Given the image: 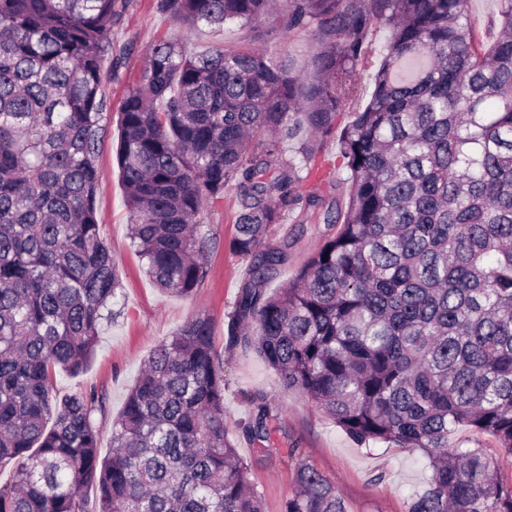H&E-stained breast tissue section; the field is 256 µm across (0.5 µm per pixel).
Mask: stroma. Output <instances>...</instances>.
<instances>
[{"label":"stroma","mask_w":512,"mask_h":512,"mask_svg":"<svg viewBox=\"0 0 512 512\" xmlns=\"http://www.w3.org/2000/svg\"><path fill=\"white\" fill-rule=\"evenodd\" d=\"M155 0H130L119 23L112 27L114 47H130L112 78L105 84L108 101L104 124L107 135L96 157L99 185L96 197L101 231L122 273L123 296L118 314L105 324L93 364L79 376H60V395L86 387L102 390L107 412L100 418V447L110 452L112 419L123 407L129 389L137 380L153 347L188 317L208 316L217 345H224L227 315L246 265L230 249L236 232V192L227 190L223 202L205 207L200 222L217 239L208 254V271L192 297H171L159 291L141 271L139 256L130 246L128 214L113 145L117 139L119 109L128 88L140 76L146 50L164 37L179 36L181 25L156 12ZM327 227L307 225L296 237L288 264L268 288L276 290L292 279L298 269L323 244ZM224 416L229 435L237 439L240 457L252 465L251 478L264 493L265 512H281L283 500L292 489L295 466L285 452L299 445L319 472L334 478L347 512H407L409 495L423 489L430 474L421 451L376 443L362 447L353 442L322 411L305 402L297 393L283 389L275 372L251 349H239L224 357ZM264 394L279 410L281 428L271 441L280 453L266 458L261 443L237 438V424L252 411L251 398ZM382 482H375L376 474Z\"/></svg>","instance_id":"stroma-1"}]
</instances>
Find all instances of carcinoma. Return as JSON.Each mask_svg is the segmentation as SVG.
<instances>
[{
	"instance_id": "carcinoma-1",
	"label": "carcinoma",
	"mask_w": 512,
	"mask_h": 512,
	"mask_svg": "<svg viewBox=\"0 0 512 512\" xmlns=\"http://www.w3.org/2000/svg\"><path fill=\"white\" fill-rule=\"evenodd\" d=\"M470 0H156L192 32H251L192 51L164 38L120 107L115 157L130 240L147 277L190 298L207 274L204 208L237 192L231 251L247 263L225 352L255 350L281 385L358 445L429 459L407 512H512V481L461 426L512 454V0L485 44ZM128 0H0V512H264L228 438L224 352L190 317L145 361L103 455L84 373L123 294L101 233L95 156L112 24ZM390 31L384 49L373 42ZM309 33L315 74L274 47ZM372 91L363 99L370 67ZM338 155L326 157L329 143ZM348 177L340 179L336 171ZM326 193H299L308 181ZM301 210L336 228L268 291L293 241L270 226ZM238 425L279 428L263 394ZM297 459L281 512H347L336 481ZM452 440L462 448H483L497 460L498 475L503 480L510 482L512 479V455L501 448L493 436L477 433L469 427H460L455 431Z\"/></svg>"
}]
</instances>
